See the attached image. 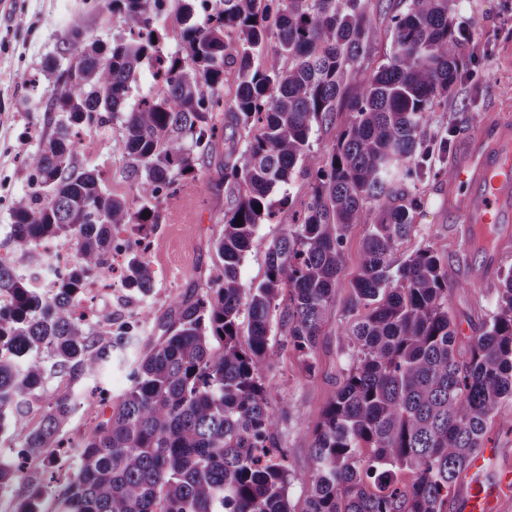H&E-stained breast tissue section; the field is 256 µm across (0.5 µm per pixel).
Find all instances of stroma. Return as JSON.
Masks as SVG:
<instances>
[{
	"instance_id": "35a3bbf8",
	"label": "stroma",
	"mask_w": 512,
	"mask_h": 512,
	"mask_svg": "<svg viewBox=\"0 0 512 512\" xmlns=\"http://www.w3.org/2000/svg\"><path fill=\"white\" fill-rule=\"evenodd\" d=\"M73 14L82 15L86 25L104 41L122 32L121 21L108 9L106 0H0V241L9 233L12 204L28 190L25 156L36 149L39 134L50 118L43 104L54 77L45 62L60 50L67 20ZM454 18L471 36L468 56L462 77L448 98L447 111L438 113L429 130L432 142L447 141L452 156L465 139L455 130L461 118H474L481 125L501 113L512 114V0H456ZM219 119L224 131L212 152L159 206L160 219L149 234L147 254L156 273L152 291L141 300L128 289L105 285L96 294V306L125 316L140 307L149 308L150 321L137 338L135 352H144L150 341L161 336L162 324L175 315L176 301L196 299L206 290L218 262L215 242L224 232V213L234 202L232 185L225 176L231 164L227 151L242 131L230 112H221ZM345 120V113L339 112L332 120L314 126L303 160L304 172L293 173L287 184L273 190V200H284L294 209L301 207L310 192L311 172L323 167ZM77 160L83 168L99 172L103 186L112 194L132 197L120 120L82 136ZM425 195V207L391 260L401 263L429 246L442 260L458 262L461 286L453 290L450 308L457 328L456 349L465 358L472 336L495 309L501 275L512 269V223L496 225L494 230L496 245L506 243V253H499L496 245L480 250L469 246L468 228L449 222L447 187L429 184ZM286 230L283 224L258 225L252 247L239 268L242 283L255 286L264 281L267 249ZM364 236V226L357 224L344 238L335 298L311 360L303 361L293 348L280 346L265 373L271 406H288L279 430L288 467L297 475L313 466L310 431L321 416L326 394L350 365L342 347L343 332L354 319L350 299ZM309 363L314 366L310 372L305 369ZM128 385L125 368L117 364L96 379L75 383L80 403L61 431L64 442L77 445L101 420L103 407L95 396L97 388H105L116 397ZM64 388V382L49 380L34 400L33 412L10 415L11 437L0 440V454H15L14 436L34 429L41 410L47 409ZM488 442L498 453L479 481L484 490L493 492L499 472L512 471V431L503 428L500 421H492Z\"/></svg>"
}]
</instances>
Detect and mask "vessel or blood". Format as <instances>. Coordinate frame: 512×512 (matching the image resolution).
I'll list each match as a JSON object with an SVG mask.
<instances>
[{
    "label": "vessel or blood",
    "mask_w": 512,
    "mask_h": 512,
    "mask_svg": "<svg viewBox=\"0 0 512 512\" xmlns=\"http://www.w3.org/2000/svg\"><path fill=\"white\" fill-rule=\"evenodd\" d=\"M448 212L472 228L478 248L485 230L512 212V119L487 122L465 142L448 179Z\"/></svg>",
    "instance_id": "b4317fda"
}]
</instances>
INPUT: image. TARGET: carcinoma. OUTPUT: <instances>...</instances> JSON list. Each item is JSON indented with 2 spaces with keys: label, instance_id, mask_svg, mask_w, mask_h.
Masks as SVG:
<instances>
[{
  "label": "carcinoma",
  "instance_id": "1",
  "mask_svg": "<svg viewBox=\"0 0 512 512\" xmlns=\"http://www.w3.org/2000/svg\"><path fill=\"white\" fill-rule=\"evenodd\" d=\"M181 43L164 51L157 28L164 0H109L124 34L108 44L74 16L70 57L47 62L55 113L27 154L28 192L12 207L0 241V436L8 416L52 376L72 383L112 368L150 311L124 317L85 310V285L117 272L144 297L155 273L141 243L158 204L209 154L224 69L240 79L230 112L243 149L227 178L235 201L216 243L209 288L175 303L165 335L130 361V386L77 450L73 479L48 486L23 462L50 469L62 426L77 408L64 392L20 438V461L0 455V491L16 483L14 512H293L294 481L308 485L305 512H444L485 445L488 421L512 400V270L503 276L470 356L458 359L450 293L453 264L429 246L394 268L390 256L424 205L423 186L448 178V143L429 145L436 112L463 67L466 40L452 0H404L389 54L372 71L369 0H172ZM203 19H197V9ZM275 38L266 66L255 58ZM156 89L125 109L143 65ZM348 117L301 210L275 204L309 149L313 124ZM122 114L133 202L101 189L78 167L80 133ZM287 224L266 253V278L246 287L238 269L259 224ZM366 227L344 332L351 365L311 431L312 469L295 476L281 449L278 415L265 389L275 355L271 321L285 341L312 353L334 296L349 229ZM73 249L60 264L46 246ZM21 252L17 267L10 253ZM55 265L54 287L38 273ZM247 321L241 340L240 317ZM219 341L212 344V339ZM413 474L409 484L399 472Z\"/></svg>",
  "mask_w": 512,
  "mask_h": 512
}]
</instances>
